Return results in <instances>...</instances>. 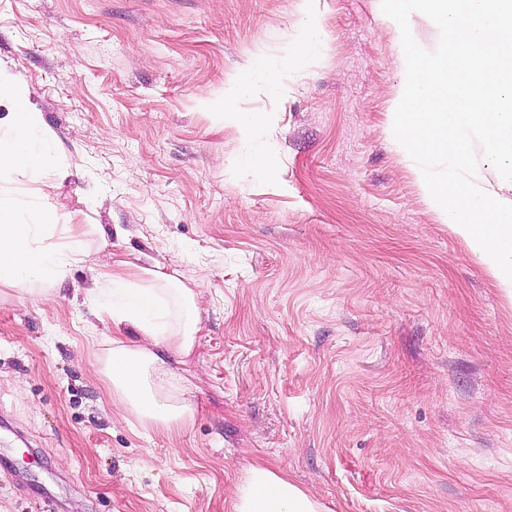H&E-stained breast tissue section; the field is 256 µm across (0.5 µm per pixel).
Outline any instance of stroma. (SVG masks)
Wrapping results in <instances>:
<instances>
[{"label": "stroma", "instance_id": "35a3bbf8", "mask_svg": "<svg viewBox=\"0 0 512 512\" xmlns=\"http://www.w3.org/2000/svg\"><path fill=\"white\" fill-rule=\"evenodd\" d=\"M402 54L380 0H0V69L51 133L0 197L203 292L192 350L160 352L195 406L167 432L93 368L91 265L36 304L0 284V512H232L258 462L322 512H512V296L392 139ZM256 63L247 139L224 89Z\"/></svg>", "mask_w": 512, "mask_h": 512}]
</instances>
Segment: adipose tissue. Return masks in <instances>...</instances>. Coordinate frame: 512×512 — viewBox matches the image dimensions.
<instances>
[{
  "label": "adipose tissue",
  "instance_id": "obj_1",
  "mask_svg": "<svg viewBox=\"0 0 512 512\" xmlns=\"http://www.w3.org/2000/svg\"><path fill=\"white\" fill-rule=\"evenodd\" d=\"M0 97L14 110L8 122L7 145H0V182L24 173L32 182L43 179L45 156L36 146L47 140L41 115L30 105L21 81L0 73ZM84 224L57 226L20 219L15 208L0 201V283L29 301L51 294L47 284L66 266L88 262L97 266L108 299L107 313L115 329L130 326L137 339L116 336L98 358L96 368L110 388L112 405L123 417L144 428L176 431L194 416L182 377L159 358L156 348L187 353L200 330L202 294L175 276L144 266L109 263L92 254L83 241ZM234 512H318L315 500L282 472L253 466L234 492Z\"/></svg>",
  "mask_w": 512,
  "mask_h": 512
}]
</instances>
